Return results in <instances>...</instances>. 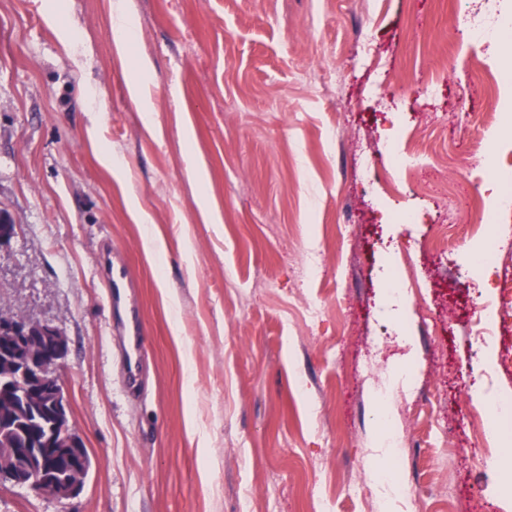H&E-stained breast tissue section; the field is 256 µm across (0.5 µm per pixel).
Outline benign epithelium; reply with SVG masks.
Here are the masks:
<instances>
[{
	"instance_id": "7a95c632",
	"label": "benign epithelium",
	"mask_w": 512,
	"mask_h": 512,
	"mask_svg": "<svg viewBox=\"0 0 512 512\" xmlns=\"http://www.w3.org/2000/svg\"><path fill=\"white\" fill-rule=\"evenodd\" d=\"M67 353V339L48 322L0 315V399L17 402V416L37 419L39 440L26 435L0 448V483L33 491L52 483L56 497L83 490L89 471L86 448L70 425V403L56 375Z\"/></svg>"
}]
</instances>
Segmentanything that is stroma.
<instances>
[{
	"label": "stroma",
	"instance_id": "1",
	"mask_svg": "<svg viewBox=\"0 0 512 512\" xmlns=\"http://www.w3.org/2000/svg\"><path fill=\"white\" fill-rule=\"evenodd\" d=\"M113 2L0 0V210L20 226L0 311L66 336L91 458L77 497L5 483L0 512H504L512 448L471 450L475 396L512 393V209L484 176L512 157L487 121L512 104V55L468 40L471 0H127L125 60ZM388 139L429 161L398 191ZM407 209L419 223L383 219ZM488 238L500 265L471 272ZM105 252L138 286L136 394ZM389 267L405 306L383 298ZM477 311L496 324L481 347ZM380 406L407 420L416 498L351 490L389 459ZM113 23L116 49L120 57L124 58L125 53L135 38L134 20L127 10L124 1H120L114 6Z\"/></svg>",
	"mask_w": 512,
	"mask_h": 512
}]
</instances>
